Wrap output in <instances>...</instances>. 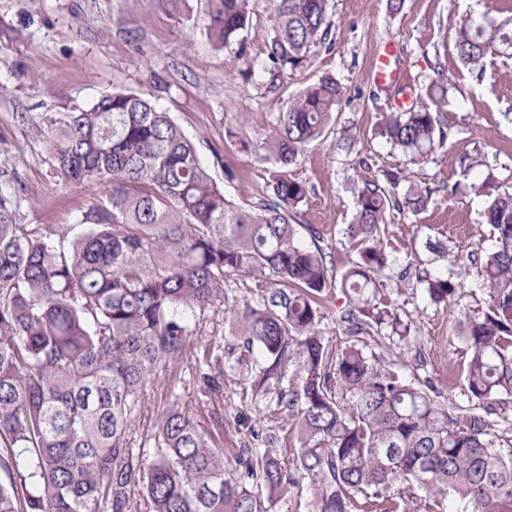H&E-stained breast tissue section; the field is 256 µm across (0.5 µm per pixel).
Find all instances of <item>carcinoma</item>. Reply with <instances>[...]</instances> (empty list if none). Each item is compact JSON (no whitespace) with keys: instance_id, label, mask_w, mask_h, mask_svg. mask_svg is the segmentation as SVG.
I'll list each match as a JSON object with an SVG mask.
<instances>
[{"instance_id":"cac0c4a2","label":"carcinoma","mask_w":512,"mask_h":512,"mask_svg":"<svg viewBox=\"0 0 512 512\" xmlns=\"http://www.w3.org/2000/svg\"><path fill=\"white\" fill-rule=\"evenodd\" d=\"M273 2L265 57L246 70L270 89L307 68L332 29L329 0ZM209 4L214 46H244L250 0ZM454 47L474 71L489 56L511 59L512 17L466 19ZM434 72L418 99L380 125L413 163L451 135L441 63ZM344 96L326 74L288 100L264 139L242 143L273 165L264 197L248 205L224 194L196 142L137 93L23 116L44 135L59 180L106 192L77 223L32 230L12 222L13 200L0 194V512H270L304 481L315 512H402L390 492L397 484L420 492L424 512L442 500L453 512H512V193L491 192L495 177L481 173L482 160L464 163L494 229L492 249L467 253L488 291L483 315L465 330L462 376L480 403L474 412L366 352L387 327L407 339L378 281L389 266L381 243L394 215L428 210L432 189L409 183L401 168L362 180L342 233L353 257L339 272L318 225L290 223L311 194L291 167ZM425 250L436 266L422 269L418 288L446 306L462 288L448 276L459 258L430 237ZM231 276L254 280L251 299L227 306L231 340L200 342ZM336 287L351 338L340 349L321 329L322 301ZM184 360L210 397L224 395L228 370L249 373L252 395L269 399L239 416L256 447L239 449L229 473L223 440L174 400L158 408L150 437L134 436L144 385L160 363ZM280 413L296 421L291 463L288 434L272 424Z\"/></svg>"}]
</instances>
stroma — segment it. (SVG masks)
I'll list each match as a JSON object with an SVG mask.
<instances>
[{
    "label": "stroma",
    "instance_id": "35a3bbf8",
    "mask_svg": "<svg viewBox=\"0 0 512 512\" xmlns=\"http://www.w3.org/2000/svg\"><path fill=\"white\" fill-rule=\"evenodd\" d=\"M208 0H180L178 10L164 0H0V192L13 195V221L34 229L44 224H73L105 188L57 180L43 135L28 115L64 112L91 105L115 91H131L156 102L186 135L201 144L202 158L214 177L238 202H254L270 164L261 154L243 153L225 138L234 128L255 140L283 111L290 96L330 74L346 88L335 112L337 129H350L354 152L340 149L335 133L306 146L295 176L313 188L309 203L293 214L297 224L324 225L336 268H345L350 252L341 231L353 219V188L382 169L408 167L412 182L436 187L440 178L459 183L460 191L438 198L418 218L395 217L383 246L391 263L379 280L391 292L412 336L394 345L376 346L395 370L431 378L445 403L471 408L460 365L468 354L459 323L477 317L488 293L473 267L455 265L453 280L462 285L448 307L427 304L406 275L407 253L419 244V260H428L422 244L429 227L447 229L448 249L464 254L490 249L492 228L481 212L483 200L470 189L460 162L480 157L493 169L500 190L512 191V61H488L475 77L456 54L453 35L467 18L484 13L507 16L512 0H404L391 12L387 0H330L331 49H318L311 66L285 76L268 90L246 79L249 61L263 58L272 34L271 0H251L244 32L245 48H215L205 25ZM396 45L395 64L415 87L433 78L442 62L449 80L448 120L453 135L433 160L406 166L374 130L395 104L373 98V68L385 42ZM371 157L369 169L356 163ZM188 363H160L143 390L145 414L137 437L150 435L153 411L165 393L197 416L210 432L224 434V465L235 466L241 446L236 418L250 403L238 374L224 379L222 399L201 394L190 381Z\"/></svg>",
    "mask_w": 512,
    "mask_h": 512
}]
</instances>
